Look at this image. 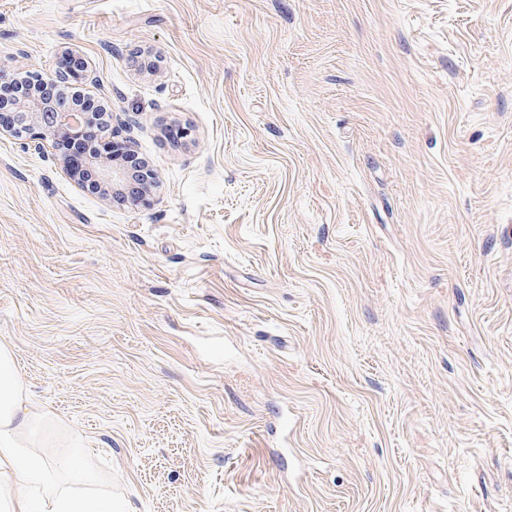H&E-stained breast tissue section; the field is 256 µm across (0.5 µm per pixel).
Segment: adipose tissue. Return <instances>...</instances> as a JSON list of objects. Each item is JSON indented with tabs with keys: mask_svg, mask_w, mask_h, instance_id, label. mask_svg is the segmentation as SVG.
<instances>
[{
	"mask_svg": "<svg viewBox=\"0 0 512 512\" xmlns=\"http://www.w3.org/2000/svg\"><path fill=\"white\" fill-rule=\"evenodd\" d=\"M42 423V415L25 405L11 352L0 346V488L13 491L4 503L6 512H125L124 504L109 499L55 490L54 469L66 470L80 485L94 481L95 475L78 452L55 462L28 453Z\"/></svg>",
	"mask_w": 512,
	"mask_h": 512,
	"instance_id": "obj_1",
	"label": "adipose tissue"
}]
</instances>
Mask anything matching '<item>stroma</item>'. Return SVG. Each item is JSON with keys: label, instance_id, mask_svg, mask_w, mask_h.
I'll return each instance as SVG.
<instances>
[{"label": "stroma", "instance_id": "stroma-1", "mask_svg": "<svg viewBox=\"0 0 512 512\" xmlns=\"http://www.w3.org/2000/svg\"><path fill=\"white\" fill-rule=\"evenodd\" d=\"M67 51L156 184L0 137L38 452L129 512H512V0H0L1 71ZM114 161V157L113 159L112 157H100L94 152L85 154L83 164L85 166L93 165L97 170L96 178L99 185L94 179V171L91 168L87 167L83 170L85 186L91 193H99V186L104 191L102 195L106 197H111L110 194L116 196L122 191L127 180V171L124 166H118Z\"/></svg>", "mask_w": 512, "mask_h": 512}]
</instances>
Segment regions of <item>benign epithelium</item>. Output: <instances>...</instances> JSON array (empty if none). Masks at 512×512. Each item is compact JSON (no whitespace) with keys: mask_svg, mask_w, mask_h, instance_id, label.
I'll return each mask as SVG.
<instances>
[{"mask_svg":"<svg viewBox=\"0 0 512 512\" xmlns=\"http://www.w3.org/2000/svg\"><path fill=\"white\" fill-rule=\"evenodd\" d=\"M34 75L40 82L54 85L74 79L96 81L87 64L69 53L61 55V60L52 72L44 75L36 71ZM108 130L107 125L92 123L85 112L32 94L18 102L15 109L7 112L0 110V136L25 134L35 141L53 145L64 139H72L90 147L101 141ZM83 164L96 168L97 182L104 196L121 192L127 180L125 167L115 164L110 157H100L93 152L85 154ZM143 178L144 186L140 192L126 196L134 206L147 207L151 203L154 176L145 174Z\"/></svg>","mask_w":512,"mask_h":512,"instance_id":"benign-epithelium-1","label":"benign epithelium"}]
</instances>
